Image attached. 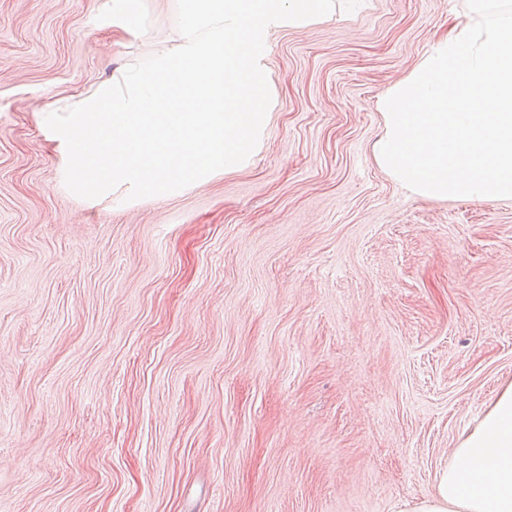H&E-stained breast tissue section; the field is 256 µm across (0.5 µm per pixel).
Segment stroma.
I'll return each instance as SVG.
<instances>
[{
    "instance_id": "35a3bbf8",
    "label": "stroma",
    "mask_w": 512,
    "mask_h": 512,
    "mask_svg": "<svg viewBox=\"0 0 512 512\" xmlns=\"http://www.w3.org/2000/svg\"><path fill=\"white\" fill-rule=\"evenodd\" d=\"M466 0L271 31L245 168L72 194L48 111L167 50L176 0H0V512H396L512 383V200H431L379 100Z\"/></svg>"
}]
</instances>
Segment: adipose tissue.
Returning a JSON list of instances; mask_svg holds the SVG:
<instances>
[{
	"mask_svg": "<svg viewBox=\"0 0 512 512\" xmlns=\"http://www.w3.org/2000/svg\"><path fill=\"white\" fill-rule=\"evenodd\" d=\"M401 512H512V385L454 448L430 493Z\"/></svg>",
	"mask_w": 512,
	"mask_h": 512,
	"instance_id": "obj_1",
	"label": "adipose tissue"
}]
</instances>
